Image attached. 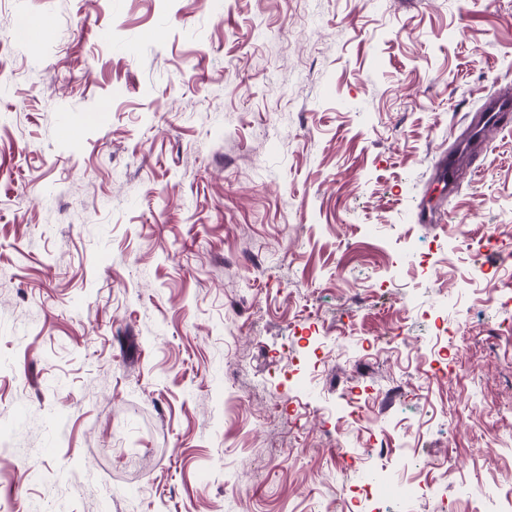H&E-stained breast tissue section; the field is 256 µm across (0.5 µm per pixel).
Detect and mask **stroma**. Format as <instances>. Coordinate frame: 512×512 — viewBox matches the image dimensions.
Returning <instances> with one entry per match:
<instances>
[{
    "instance_id": "obj_1",
    "label": "stroma",
    "mask_w": 512,
    "mask_h": 512,
    "mask_svg": "<svg viewBox=\"0 0 512 512\" xmlns=\"http://www.w3.org/2000/svg\"><path fill=\"white\" fill-rule=\"evenodd\" d=\"M223 2L0 0V504L500 512L512 0ZM512 91L509 88L500 89L487 102L484 110L473 118L475 134L459 149L457 154H448L439 160L440 182L448 192L455 188L456 169L460 156H464L474 165L479 158L476 145L485 127L509 129L512 126Z\"/></svg>"
}]
</instances>
